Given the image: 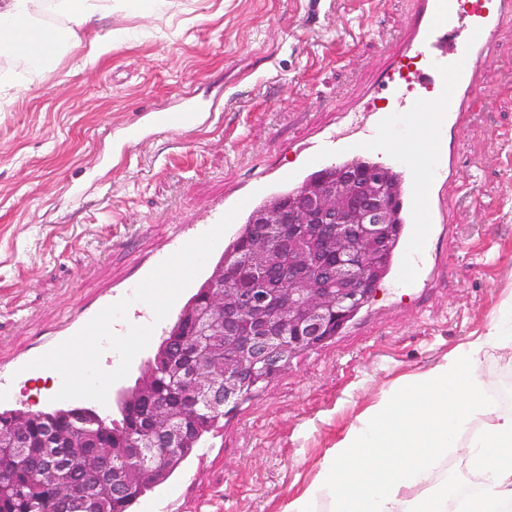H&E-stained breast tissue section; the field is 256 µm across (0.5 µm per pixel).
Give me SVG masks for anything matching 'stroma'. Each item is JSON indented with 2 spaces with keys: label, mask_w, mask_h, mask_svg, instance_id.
Masks as SVG:
<instances>
[{
  "label": "stroma",
  "mask_w": 512,
  "mask_h": 512,
  "mask_svg": "<svg viewBox=\"0 0 512 512\" xmlns=\"http://www.w3.org/2000/svg\"><path fill=\"white\" fill-rule=\"evenodd\" d=\"M413 0H163L64 37L53 69L0 56V362L60 329L264 164L350 111L379 82ZM121 32L99 55L89 44ZM482 71L491 96L456 136L452 236L431 237L427 284L397 273L338 333L302 354L145 496L170 512H281L330 448L403 378L445 363L512 296V21ZM223 103L195 130L156 108Z\"/></svg>",
  "instance_id": "obj_1"
}]
</instances>
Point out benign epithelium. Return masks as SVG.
<instances>
[{"label":"benign epithelium","instance_id":"obj_1","mask_svg":"<svg viewBox=\"0 0 512 512\" xmlns=\"http://www.w3.org/2000/svg\"><path fill=\"white\" fill-rule=\"evenodd\" d=\"M398 194L375 173L347 167L334 183L320 178L289 202L272 199L243 245L245 267L227 273L219 268L207 297L177 326L179 343L190 347L189 401L222 410L256 372H278L286 356L327 341L328 319L338 330L353 319L379 290L378 270L392 237L389 218ZM249 267L274 275L255 288L246 278ZM226 282L232 287H224ZM210 336L224 337L223 353L209 345ZM184 428L165 400H153L130 447L103 446L84 458L78 479L57 476L52 512H73L89 490V477L107 475L102 486L126 490L122 459L160 445L176 448ZM81 447L74 430L57 428L45 460Z\"/></svg>","mask_w":512,"mask_h":512}]
</instances>
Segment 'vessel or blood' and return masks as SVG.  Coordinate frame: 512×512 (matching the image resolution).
Wrapping results in <instances>:
<instances>
[{
  "instance_id": "b4317fda",
  "label": "vessel or blood",
  "mask_w": 512,
  "mask_h": 512,
  "mask_svg": "<svg viewBox=\"0 0 512 512\" xmlns=\"http://www.w3.org/2000/svg\"><path fill=\"white\" fill-rule=\"evenodd\" d=\"M417 0V20L401 38V48L385 73L397 111L405 114L421 132L414 152H403L390 134L388 113L373 114V130L364 139H341L339 127L349 125L352 115L340 113L336 126L314 131L306 147L297 149V164L283 168L265 165L255 178L217 203L204 219L184 225L169 247L151 256L140 268L139 279L147 283L175 282L174 291L154 292L147 303L135 308L128 325L114 323L112 313L124 304L130 288L110 291L96 302L78 310L53 338L30 349L10 365H0V405H11L13 387L25 378L39 374L47 365L74 356L83 369L97 370L96 379L73 377L69 369L59 371V384L52 402L89 400L100 412L111 403L112 385L123 370L125 357L113 354L104 339L130 330L151 341L167 315L175 313L183 295L202 276L200 257L222 248L224 227L236 223L239 215L270 188L298 184L316 174L344 152L368 154L380 163L409 174L411 189L402 198L401 208L409 223L401 253L399 273L416 283L428 263L422 256L425 241L449 222L447 191L456 182V156L453 133L460 129L472 105L485 96L481 71L498 54L497 31L505 17L512 16V0ZM461 34L463 40L450 57L432 55L441 38ZM59 50L58 31L45 27L37 37L33 62L50 66ZM202 105L187 103L175 109H157L152 124L160 129H193L201 120ZM84 347H77L78 339Z\"/></svg>"
}]
</instances>
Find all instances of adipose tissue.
Here are the masks:
<instances>
[{"instance_id": "1", "label": "adipose tissue", "mask_w": 512, "mask_h": 512, "mask_svg": "<svg viewBox=\"0 0 512 512\" xmlns=\"http://www.w3.org/2000/svg\"><path fill=\"white\" fill-rule=\"evenodd\" d=\"M74 27L88 26L114 8L149 13L161 0H0V52L20 49L16 24L36 23L47 2ZM512 301L503 304L487 331L469 341L443 365L405 382L373 407L362 427H349L322 463L312 483L289 500L283 512H311L319 497L330 512H449L439 493L437 464L456 449L479 479L476 496L456 512H512V411H503L484 396L479 363L485 349H501L512 361ZM482 426L467 442L457 429L472 421Z\"/></svg>"}]
</instances>
